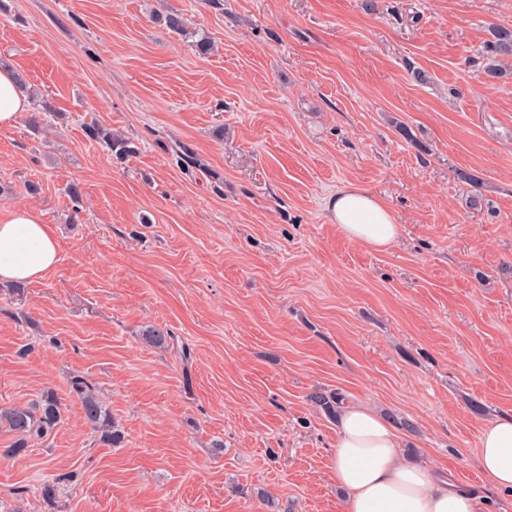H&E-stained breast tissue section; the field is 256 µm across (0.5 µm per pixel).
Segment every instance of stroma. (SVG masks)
<instances>
[{"instance_id": "35a3bbf8", "label": "stroma", "mask_w": 512, "mask_h": 512, "mask_svg": "<svg viewBox=\"0 0 512 512\" xmlns=\"http://www.w3.org/2000/svg\"><path fill=\"white\" fill-rule=\"evenodd\" d=\"M176 11L181 35L160 21ZM494 27L512 0H0V66L43 115L0 128V211L37 207L60 240L41 279L0 284V408L50 391L63 410L20 450L0 427V512H343L318 394L374 406L405 459L512 512L477 465L482 426L512 416ZM349 183L395 213L389 251L329 222ZM71 385L80 399L86 421L101 433V439L112 446L121 443L122 432L109 416L94 387L78 376L72 379Z\"/></svg>"}]
</instances>
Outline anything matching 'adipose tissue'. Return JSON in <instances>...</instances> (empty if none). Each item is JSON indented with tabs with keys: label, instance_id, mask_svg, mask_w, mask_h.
Masks as SVG:
<instances>
[{
	"label": "adipose tissue",
	"instance_id": "ef3b65f1",
	"mask_svg": "<svg viewBox=\"0 0 512 512\" xmlns=\"http://www.w3.org/2000/svg\"><path fill=\"white\" fill-rule=\"evenodd\" d=\"M328 218L345 239L388 251L400 226L375 193L349 184L326 203ZM53 228L33 206L0 212V283L42 278L59 260ZM400 442L370 405L346 404L336 424L332 471L343 490L344 512H480L477 494L432 468L402 461ZM478 465L486 480L512 491V418L487 422Z\"/></svg>",
	"mask_w": 512,
	"mask_h": 512
}]
</instances>
